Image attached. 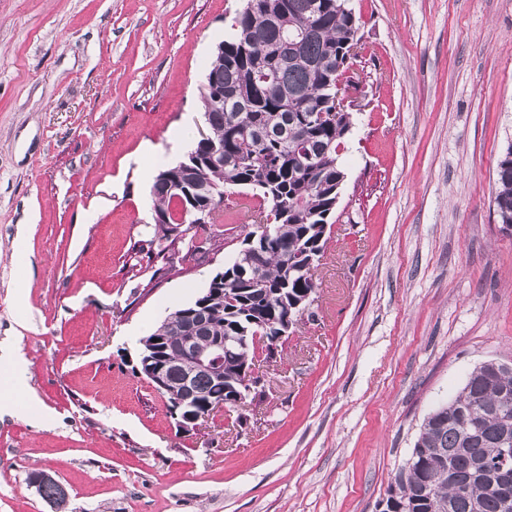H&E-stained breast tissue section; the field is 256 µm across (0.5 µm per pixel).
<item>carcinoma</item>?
Returning a JSON list of instances; mask_svg holds the SVG:
<instances>
[{
    "instance_id": "1",
    "label": "carcinoma",
    "mask_w": 512,
    "mask_h": 512,
    "mask_svg": "<svg viewBox=\"0 0 512 512\" xmlns=\"http://www.w3.org/2000/svg\"><path fill=\"white\" fill-rule=\"evenodd\" d=\"M234 18L232 34L220 42L209 63V89L203 96L206 134L195 141L186 160L163 169L151 187L155 222L148 250L172 263L200 261L218 247L219 229L197 244L195 216L220 210L235 190L249 189L260 199L254 229L243 241L261 244L224 266L205 309V328L193 330L181 313H169L153 332L176 343L196 337L238 336L247 342L224 349L222 372L201 373L195 390L201 404L228 400L252 371L257 352L252 336L268 337L263 360L281 356L279 333L288 314L286 302L314 294L317 264L309 263L330 238L324 227L336 212V186L344 171L338 149L352 128V112L336 107L338 79L358 55L359 19L348 13L347 0H251ZM224 149V163L212 161ZM494 204L499 223L512 224V146L495 171ZM168 390L173 404L181 389L183 355L167 352ZM512 419V373L475 368L444 414L423 420L414 450L415 466L402 469L387 493L394 512H512L498 488L482 474L499 460L501 418ZM456 482L448 483V473ZM434 479V495L423 493L425 478ZM38 493L66 512L64 489L34 470Z\"/></svg>"
}]
</instances>
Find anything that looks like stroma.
Instances as JSON below:
<instances>
[{"mask_svg": "<svg viewBox=\"0 0 512 512\" xmlns=\"http://www.w3.org/2000/svg\"><path fill=\"white\" fill-rule=\"evenodd\" d=\"M244 0H0V343L28 403L0 419V512H379L429 411L512 362V0H349L364 51L315 303L262 395L178 434L139 340L240 248L140 252L150 189L205 127L201 87ZM511 158L509 159V156ZM494 204L500 230L512 236V146L499 159L495 171ZM42 471L34 470L30 474V480L35 478L38 493L54 505L57 512H66L68 505L67 495L64 489L52 477H45Z\"/></svg>", "mask_w": 512, "mask_h": 512, "instance_id": "stroma-1", "label": "stroma"}]
</instances>
